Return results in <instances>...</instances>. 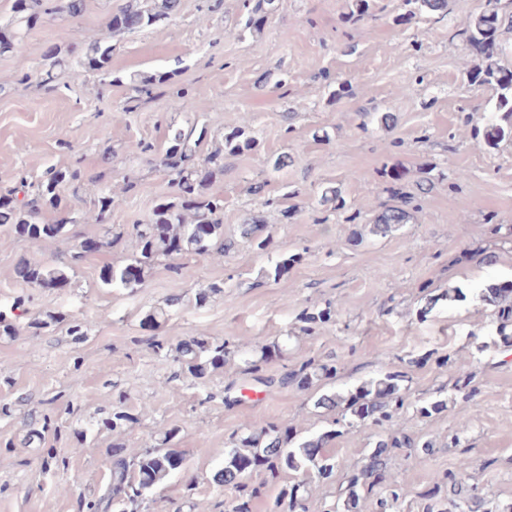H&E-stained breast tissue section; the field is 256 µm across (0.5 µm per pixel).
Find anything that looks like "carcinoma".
I'll return each instance as SVG.
<instances>
[{
  "label": "carcinoma",
  "instance_id": "cac0c4a2",
  "mask_svg": "<svg viewBox=\"0 0 512 512\" xmlns=\"http://www.w3.org/2000/svg\"><path fill=\"white\" fill-rule=\"evenodd\" d=\"M55 5L43 7V0H18L19 23L31 28L34 22L45 15H65L77 18L85 10V0H54ZM411 17L448 11V0H404ZM181 0H126L115 17L108 21L109 35L90 42L80 59V65L96 71L108 70L112 60L113 36L150 27L175 15ZM512 28V0H484L481 12L461 25L459 36L469 46L490 58L497 50L496 37L503 26ZM23 48L19 33L0 32V54L18 52ZM506 68L489 64L470 73V81L495 88V109L503 113V120L511 125L493 124L486 131L487 142L512 136V82L505 81ZM206 128H201L198 137L182 128L169 131V146L163 160L171 184L176 188L172 198L160 200L152 214L133 224L128 234L130 252L121 265L107 264L101 269V282L107 286L122 288L135 294L143 288L149 270L160 258L171 260L169 269L178 276L187 277L189 269L176 259L185 254L223 257L232 244L224 241V199L206 193V183L224 176V154L238 155L253 149L255 140L245 136L238 128L224 135V144L210 152L196 166L194 159L204 139ZM82 177L78 169H56L46 171L38 193L33 198H18L26 179L18 178L19 185L0 195V229L38 243L47 240H62L69 247L60 256L47 263L33 262L22 258L14 267L17 281L39 288H63L70 283V274L100 243L79 236L70 228L71 219L64 216L69 201L61 193L63 185L78 181ZM119 197L107 188L98 197L96 207L86 215L93 224H103L112 215V208ZM414 202L412 196H402L395 205H387L378 215L370 232L386 235L409 217L408 207ZM51 210L61 214L53 223H46L42 214ZM243 237L260 251L270 248L271 235L267 225L258 216L245 219ZM482 300L498 308L500 324L496 333L505 347L512 346V282L492 284L482 293ZM335 309L328 303L302 316L303 334L311 336L316 329L329 321ZM24 300L13 301L9 310H0V337L17 335V323L27 315ZM146 344L161 357H171L179 362L182 371L194 379H204L224 368L231 360L232 351L227 339L215 340L205 336H191L169 344L155 336L146 339ZM269 351L262 350L258 356H249L238 350L242 366L240 371L255 377V380L271 386L275 383H295L301 388L310 386L314 380L333 378L337 373L336 360L316 361L306 359L298 368L280 379L264 377L260 372L267 361ZM438 367L454 371L456 395L465 403H473L481 393L475 375L456 365L451 358L436 359ZM405 372H389L378 378L363 382L346 395L323 393L315 401V407L327 411L341 409L342 417H350L348 424L359 423L375 430L377 440L374 448L363 458L359 466L348 467L336 454L329 451L330 442L341 434L334 429L340 420H332V428L302 439L297 438L294 428L287 424L270 422L262 417L254 418L242 433L231 440L224 451L223 465L214 471L210 485L217 491L229 486L235 497L224 505V512H252L253 500L258 489L249 486L246 479L255 472L272 475L284 472L294 476V481L282 487L273 500L270 512H309L307 506L308 487L315 477L327 478L336 471L343 472L335 501L327 512H360L361 502L373 498V512H400L401 506L411 495L409 487L388 475L390 449L419 448L426 454L433 453L435 444L422 436L404 432L403 424L410 403L408 402ZM138 421L123 405H116L101 417L97 425L114 431L128 423ZM179 427L173 426L159 433L158 443L130 455L126 446L115 443L109 453L106 484L95 499L80 503L82 512H138L150 495L161 489L185 463L184 454L177 448L175 439ZM472 461L467 457L457 460L456 467L448 471L447 493L439 498L427 494L428 502L423 512H512V503L500 504L474 486L465 482V475Z\"/></svg>",
  "mask_w": 512,
  "mask_h": 512
}]
</instances>
